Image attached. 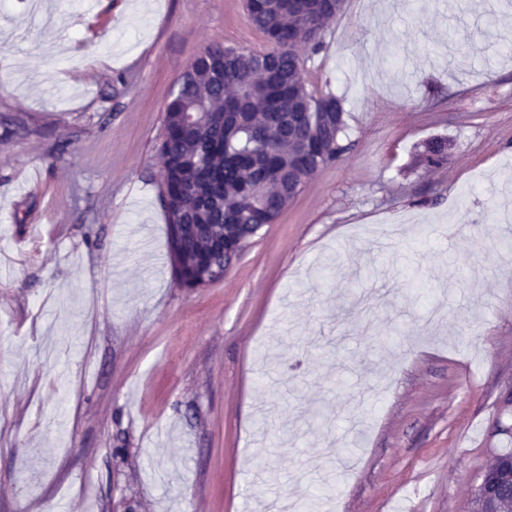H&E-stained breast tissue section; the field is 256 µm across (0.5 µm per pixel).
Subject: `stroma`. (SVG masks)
Returning <instances> with one entry per match:
<instances>
[{
  "label": "stroma",
  "mask_w": 512,
  "mask_h": 512,
  "mask_svg": "<svg viewBox=\"0 0 512 512\" xmlns=\"http://www.w3.org/2000/svg\"><path fill=\"white\" fill-rule=\"evenodd\" d=\"M322 40L353 150L188 290L155 145L206 46L266 48L244 0H0V512H468L512 448V0H345ZM423 147L419 161L426 168H437L448 163V140L434 138Z\"/></svg>",
  "instance_id": "1"
}]
</instances>
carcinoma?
Listing matches in <instances>:
<instances>
[{"label": "carcinoma", "mask_w": 512, "mask_h": 512, "mask_svg": "<svg viewBox=\"0 0 512 512\" xmlns=\"http://www.w3.org/2000/svg\"><path fill=\"white\" fill-rule=\"evenodd\" d=\"M245 7L268 48L208 46L180 76L156 146L167 223L199 225L197 234L181 239L173 268L188 289L224 277L244 245L301 192L300 173L314 174L351 149L344 143L342 102L310 92L305 58L288 51L300 37L320 48L324 25L336 12L322 0H302L295 13L281 0H245ZM186 112L203 113L201 122L187 125ZM419 161L427 168L447 164L448 140L425 143ZM331 492L333 485H322L303 501V512H318Z\"/></svg>", "instance_id": "obj_1"}]
</instances>
